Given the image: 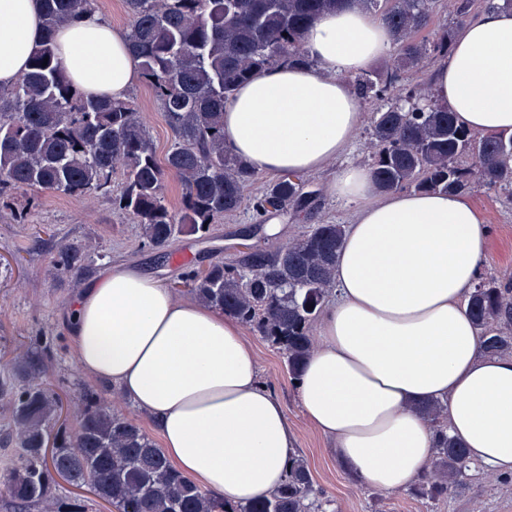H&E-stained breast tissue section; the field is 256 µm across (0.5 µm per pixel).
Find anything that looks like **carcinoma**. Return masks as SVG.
Listing matches in <instances>:
<instances>
[{"mask_svg": "<svg viewBox=\"0 0 512 512\" xmlns=\"http://www.w3.org/2000/svg\"><path fill=\"white\" fill-rule=\"evenodd\" d=\"M96 0H41L45 35L31 52L28 69L0 88V206L11 207L19 191L96 194L139 226L154 249L167 254L181 234L205 233L237 212L255 173L224 145V104L241 84L275 65L318 68L302 49L306 27L340 0H126L128 42L139 59L173 134L158 160L132 101L84 97L73 89L55 52L53 34L64 22L96 11ZM432 0H359L378 13L393 34L385 67L353 80L359 98L375 103L369 137L378 189L388 192L442 190L468 194L477 187L512 197V134L463 129L448 107L413 89L395 90L402 72L448 51L452 33H415L433 22ZM456 26L475 0H452ZM123 172L118 193L112 176ZM182 186L177 209L165 202V181ZM321 192L301 174L283 173L254 197L259 213L291 211L311 219ZM345 225L318 223L276 251L250 252L237 264L216 261L183 281L201 303L241 320L283 355L291 378L313 349L311 327L334 284L336 254ZM85 260L81 247L64 248L55 273L77 277ZM467 305L488 355L512 352V288L494 278L480 280ZM38 364L18 359L3 367L0 397L9 398L8 435L20 445L0 474L16 512H85L77 500L57 499V473L97 495L117 512H322L327 505L306 460L297 456L285 481L270 494L232 511L224 499L176 470L162 448L132 420L114 412L108 399L82 393L74 408L76 433L61 421L62 401L41 380ZM53 441L54 454L43 448ZM471 470L464 444L440 431L439 448L415 495L430 507L448 500Z\"/></svg>", "mask_w": 512, "mask_h": 512, "instance_id": "obj_1", "label": "carcinoma"}]
</instances>
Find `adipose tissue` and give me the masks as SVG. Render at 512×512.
<instances>
[{
    "mask_svg": "<svg viewBox=\"0 0 512 512\" xmlns=\"http://www.w3.org/2000/svg\"><path fill=\"white\" fill-rule=\"evenodd\" d=\"M42 35L39 0H0V87L27 68ZM54 40L83 95L122 101L141 77L126 32L97 14L63 23ZM392 44L380 17L342 0L304 34L318 69L272 67L238 88L224 107L225 145L256 172L324 169L363 122L351 77ZM431 97L465 130L512 132V11L457 30ZM330 191L354 218L295 381L304 418L362 486L397 493L421 479L437 446L438 427L419 406L438 400L470 461L512 476V357L483 353L466 304L488 261L483 214L464 194L379 193L363 165L338 170ZM68 319L80 371L155 418L180 472L230 504L280 486L297 441L241 322L130 266L103 271Z\"/></svg>",
    "mask_w": 512,
    "mask_h": 512,
    "instance_id": "obj_1",
    "label": "adipose tissue"
}]
</instances>
